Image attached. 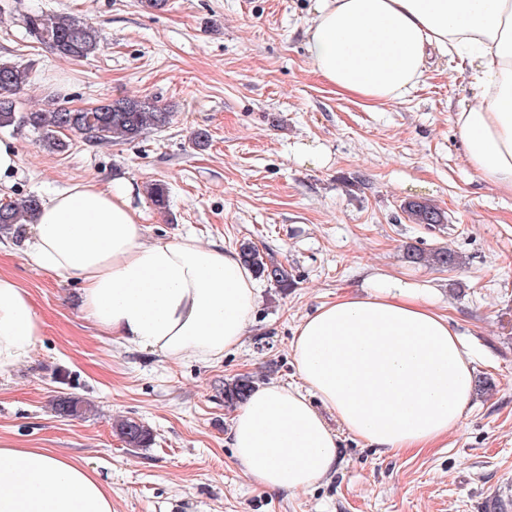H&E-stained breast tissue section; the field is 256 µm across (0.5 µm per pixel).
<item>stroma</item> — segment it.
<instances>
[{
	"instance_id": "35a3bbf8",
	"label": "stroma",
	"mask_w": 512,
	"mask_h": 512,
	"mask_svg": "<svg viewBox=\"0 0 512 512\" xmlns=\"http://www.w3.org/2000/svg\"><path fill=\"white\" fill-rule=\"evenodd\" d=\"M317 0H0V62L28 65L21 111L148 98L172 112L142 140L62 152L26 129L19 170L0 203L95 179L127 183L150 239L196 237L232 250L249 239L288 266L296 284L259 281L242 346L223 358L174 362L98 332L84 317L77 279L48 273L24 252L31 225L0 229V272L29 295L41 334L29 361L0 373V438L73 457L112 491L113 512H512V194L467 162L454 116L472 77L434 53L425 80L402 99L368 102L316 75L305 31ZM33 10L85 19L105 41L87 58L31 47ZM206 131L209 144L196 147ZM160 182L169 206L146 192ZM431 200L442 226L409 221L405 200ZM452 249L460 267L405 262V245ZM421 288L448 316L475 374L464 425L432 448L383 453L338 430L335 474L305 491L264 493L236 465L235 409L224 385L300 386L294 331L318 306L364 294L374 278ZM76 396L87 415L59 414ZM151 432L132 448L115 420Z\"/></svg>"
}]
</instances>
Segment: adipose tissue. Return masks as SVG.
<instances>
[{"label": "adipose tissue", "mask_w": 512, "mask_h": 512, "mask_svg": "<svg viewBox=\"0 0 512 512\" xmlns=\"http://www.w3.org/2000/svg\"><path fill=\"white\" fill-rule=\"evenodd\" d=\"M306 43L317 75L374 101L423 82L428 48L453 52L476 89L455 114L466 157L512 193V0H317ZM131 196L128 184L93 180L49 193L28 255L76 277L87 319L119 341L170 360L239 348L258 288L238 254L192 236L146 240ZM40 333L27 293L0 273V370L28 360ZM292 355L301 387L255 388L232 418L233 458L264 491H300L335 472L337 436L318 405L365 444L401 453L461 428L474 391L457 331L400 280L305 316ZM0 512H112V494L67 455L0 442Z\"/></svg>", "instance_id": "1"}]
</instances>
